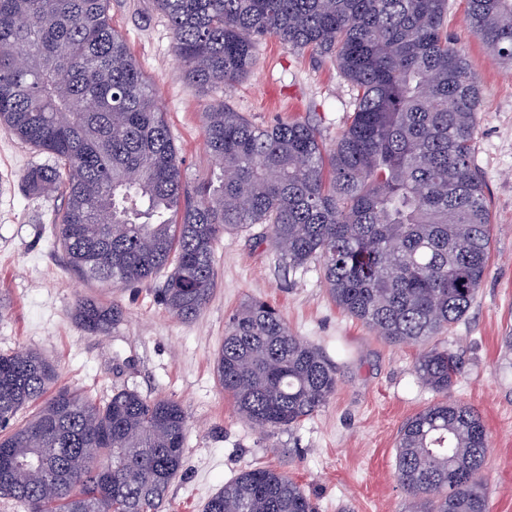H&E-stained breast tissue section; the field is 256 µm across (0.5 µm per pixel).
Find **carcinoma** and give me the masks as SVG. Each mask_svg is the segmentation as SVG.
I'll list each match as a JSON object with an SVG mask.
<instances>
[{
  "label": "carcinoma",
  "mask_w": 512,
  "mask_h": 512,
  "mask_svg": "<svg viewBox=\"0 0 512 512\" xmlns=\"http://www.w3.org/2000/svg\"><path fill=\"white\" fill-rule=\"evenodd\" d=\"M170 23L189 85L221 90L249 75L275 37L336 60L355 87L331 148L308 123L259 127L206 105L213 178L190 186L151 82L112 28L110 0H0V129L51 157L24 176L60 193L57 238L82 276L119 288L168 274L160 302L184 321L215 287L226 233L267 224L290 269L318 264L340 309L392 344L421 343L418 382L436 394L462 355L433 343L468 312L489 258L490 214L471 163L481 90L448 36V0H153ZM470 32L512 66V0H467ZM118 308L79 302L90 333ZM215 371L239 415L292 430L335 395L336 368L279 311L244 301L224 328ZM39 352L0 353V498L24 512H161L183 468L188 416L171 399L119 389L97 404ZM38 407L22 424L25 406ZM412 512H487L481 414L439 401L396 445ZM202 512H316L269 466L224 483Z\"/></svg>",
  "instance_id": "1"
}]
</instances>
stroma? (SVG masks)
<instances>
[{
    "instance_id": "obj_1",
    "label": "stroma",
    "mask_w": 512,
    "mask_h": 512,
    "mask_svg": "<svg viewBox=\"0 0 512 512\" xmlns=\"http://www.w3.org/2000/svg\"><path fill=\"white\" fill-rule=\"evenodd\" d=\"M111 15L156 89L185 180L209 179L201 113L218 96L187 84L169 23L152 0H111ZM445 23L481 87L472 163L484 181L491 244L470 310L439 343L466 361L449 400L478 409L487 428V512H512V344L506 341L512 334V68L470 34L465 0H449ZM256 57L249 76L225 86V105L259 126L311 123L324 142H335L355 98L335 61L272 37L258 43ZM46 161L0 131V353L37 350L56 365L58 386L98 402L130 388L181 403L189 416L184 470L164 512H201L225 481L255 465L286 473L318 512H410L397 477L396 442L406 420L437 399L414 373L421 345L387 343L349 317L330 300L317 264L283 266L262 224L218 241L215 288L190 322L159 302L162 279L129 288L86 281L56 239L61 198L25 189L26 172ZM82 298L117 305L119 318L108 333L90 335L75 323L72 312ZM250 298L278 308L289 328L336 368L334 397L289 432L270 434L240 417L214 371L225 324Z\"/></svg>"
}]
</instances>
